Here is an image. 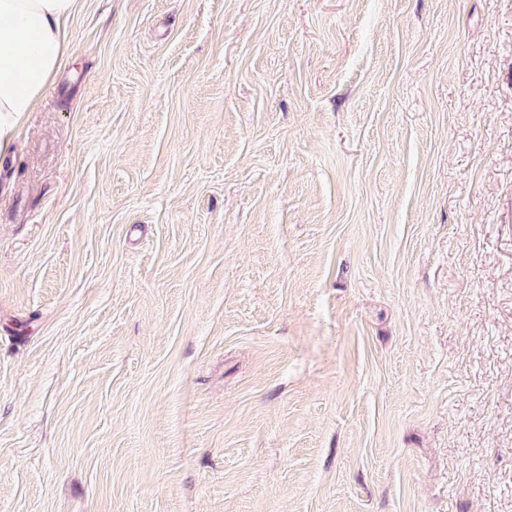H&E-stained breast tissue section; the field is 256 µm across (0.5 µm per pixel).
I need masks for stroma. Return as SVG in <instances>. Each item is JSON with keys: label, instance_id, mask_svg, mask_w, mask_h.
Masks as SVG:
<instances>
[{"label": "stroma", "instance_id": "1", "mask_svg": "<svg viewBox=\"0 0 512 512\" xmlns=\"http://www.w3.org/2000/svg\"><path fill=\"white\" fill-rule=\"evenodd\" d=\"M0 162V512H512V0H81Z\"/></svg>", "mask_w": 512, "mask_h": 512}]
</instances>
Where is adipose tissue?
Instances as JSON below:
<instances>
[{
	"label": "adipose tissue",
	"mask_w": 512,
	"mask_h": 512,
	"mask_svg": "<svg viewBox=\"0 0 512 512\" xmlns=\"http://www.w3.org/2000/svg\"><path fill=\"white\" fill-rule=\"evenodd\" d=\"M78 0H0V148L36 111L67 55Z\"/></svg>",
	"instance_id": "adipose-tissue-1"
}]
</instances>
